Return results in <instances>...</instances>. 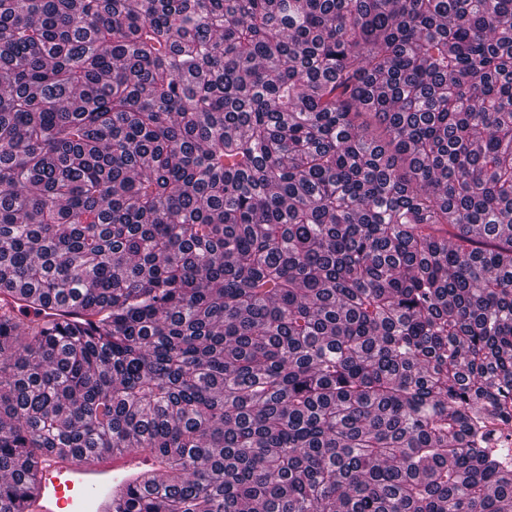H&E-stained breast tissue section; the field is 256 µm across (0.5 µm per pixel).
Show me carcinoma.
<instances>
[{"label": "carcinoma", "mask_w": 512, "mask_h": 512, "mask_svg": "<svg viewBox=\"0 0 512 512\" xmlns=\"http://www.w3.org/2000/svg\"><path fill=\"white\" fill-rule=\"evenodd\" d=\"M0 512H512V0H0ZM28 320L42 321L44 317L50 320H66L73 322L74 320H82L88 322L93 320L85 310L79 306H60L56 304H50L48 307L42 309L41 315H36L33 310H28ZM484 430L489 435L488 448H512V403L507 412L502 413L494 420L484 423ZM158 463L147 451L102 448L75 459L69 448H56L38 464L36 489L21 503L22 512H113L116 498L132 486L139 470Z\"/></svg>", "instance_id": "carcinoma-1"}]
</instances>
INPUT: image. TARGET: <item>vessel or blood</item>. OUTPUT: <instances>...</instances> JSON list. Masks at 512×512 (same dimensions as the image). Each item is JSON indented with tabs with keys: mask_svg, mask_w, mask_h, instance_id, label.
Masks as SVG:
<instances>
[{
	"mask_svg": "<svg viewBox=\"0 0 512 512\" xmlns=\"http://www.w3.org/2000/svg\"><path fill=\"white\" fill-rule=\"evenodd\" d=\"M41 314L50 320H87L78 306L49 305ZM146 451L118 453L100 449L74 458L70 449L57 448L38 465L36 489L21 504V512H113L118 495L130 487L132 474L156 468Z\"/></svg>",
	"mask_w": 512,
	"mask_h": 512,
	"instance_id": "1",
	"label": "vessel or blood"
}]
</instances>
